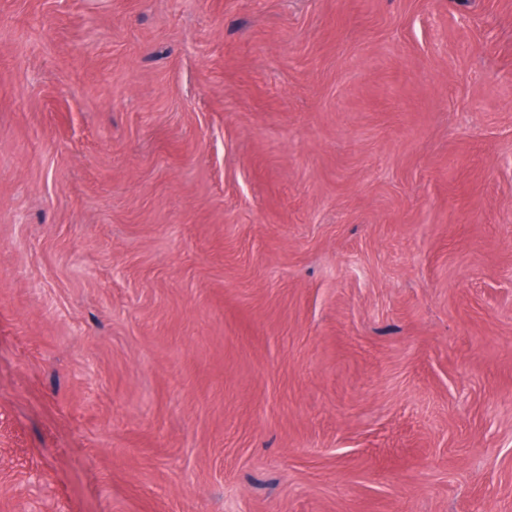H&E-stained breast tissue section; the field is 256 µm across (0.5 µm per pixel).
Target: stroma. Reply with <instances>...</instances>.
Listing matches in <instances>:
<instances>
[{
    "label": "stroma",
    "mask_w": 512,
    "mask_h": 512,
    "mask_svg": "<svg viewBox=\"0 0 512 512\" xmlns=\"http://www.w3.org/2000/svg\"><path fill=\"white\" fill-rule=\"evenodd\" d=\"M0 512H512V0H0Z\"/></svg>",
    "instance_id": "35a3bbf8"
}]
</instances>
